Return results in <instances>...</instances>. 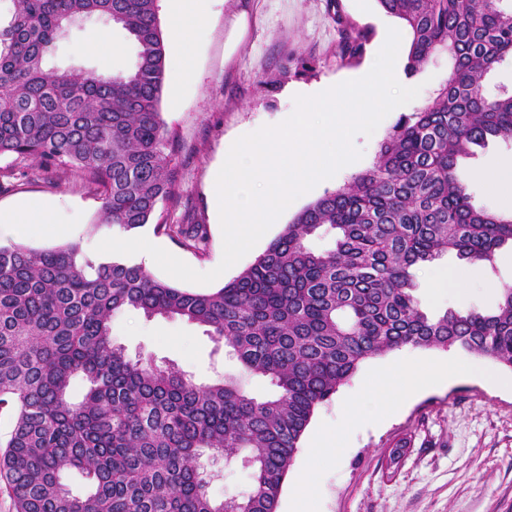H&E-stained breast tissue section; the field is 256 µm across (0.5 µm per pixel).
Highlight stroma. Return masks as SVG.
<instances>
[{
    "label": "stroma",
    "instance_id": "obj_1",
    "mask_svg": "<svg viewBox=\"0 0 512 512\" xmlns=\"http://www.w3.org/2000/svg\"><path fill=\"white\" fill-rule=\"evenodd\" d=\"M400 25L378 0H213L208 17L191 36L194 80L182 81L174 60H167L160 103L163 120L179 136L175 162L181 180L179 200L166 203L164 211L172 221L206 225L205 246L200 252L189 249L155 235L149 226L142 228V236L155 238L196 271L215 269L223 257V234L211 208L212 172L228 146L262 126L278 124L284 113L294 110L296 91L358 79L373 67L383 34ZM101 29L109 32L114 45L112 63L106 67L83 50ZM346 32L365 38L361 56L341 57ZM134 55L133 44L118 27L92 18L65 32L53 63L102 67L112 74L129 70ZM398 118V113H389L372 135H355L353 144L362 156L350 170L297 199L216 279V286L248 268L304 207L372 167L380 142ZM510 163L512 144L498 138L459 159V175L476 206L503 209L500 197L473 180L472 171L492 172ZM10 164V159L0 158V208L48 201L55 205L58 222L78 224L75 239L87 250L108 238V230L91 229L102 202L78 174L60 179L35 163L28 176L7 178L3 172ZM463 268L471 273L466 302L450 292L432 291L434 280ZM416 281V295L428 312L457 306L492 310L501 286L512 285V247H502L491 268L444 254L418 270ZM112 339L130 356L174 365L198 383L238 370L237 361L204 327L182 318H147L128 310L114 318ZM411 354L418 359L451 358L463 368L475 362L482 371L424 391L384 420L362 424L342 437L334 455H317L312 476L318 512H512V369L456 348H415ZM398 444L406 453L394 463L388 450Z\"/></svg>",
    "mask_w": 512,
    "mask_h": 512
}]
</instances>
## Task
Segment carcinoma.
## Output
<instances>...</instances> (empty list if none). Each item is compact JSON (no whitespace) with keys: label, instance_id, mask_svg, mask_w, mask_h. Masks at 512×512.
Returning a JSON list of instances; mask_svg holds the SVG:
<instances>
[{"label":"carcinoma","instance_id":"carcinoma-1","mask_svg":"<svg viewBox=\"0 0 512 512\" xmlns=\"http://www.w3.org/2000/svg\"><path fill=\"white\" fill-rule=\"evenodd\" d=\"M378 2L411 32L407 74L445 53L444 85L399 117L372 168L307 205L231 282L189 291L79 243L0 249V411L12 418L0 481L13 512H277L315 409L364 360L456 347L512 369V286L491 311L430 315L414 275L450 251L492 265L512 243V216L475 207L457 171L488 138L512 143V92L485 91L512 59V7ZM93 17L127 33L130 70L49 64L66 27ZM165 68L156 0H11L0 25V157L79 173L102 200L95 229L151 225L201 250L206 225L169 224L161 210L179 192L178 137L160 112ZM324 225L334 246L315 251L308 241ZM126 309L206 327L269 390L256 395L231 374L197 383L131 358L112 341V319ZM206 451L249 468L250 490L213 500ZM72 470L86 493L63 481Z\"/></svg>","mask_w":512,"mask_h":512}]
</instances>
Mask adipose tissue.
<instances>
[{
  "label": "adipose tissue",
  "mask_w": 512,
  "mask_h": 512,
  "mask_svg": "<svg viewBox=\"0 0 512 512\" xmlns=\"http://www.w3.org/2000/svg\"><path fill=\"white\" fill-rule=\"evenodd\" d=\"M166 2L171 19L170 37L180 52H187V35L207 14L210 0ZM0 230L23 238H44L72 236L77 227L58 223L53 205L30 202L9 211L0 210ZM444 377V368L433 359H412L405 363H390L373 371L365 387L379 395L380 411L386 414Z\"/></svg>",
  "instance_id": "obj_1"
}]
</instances>
